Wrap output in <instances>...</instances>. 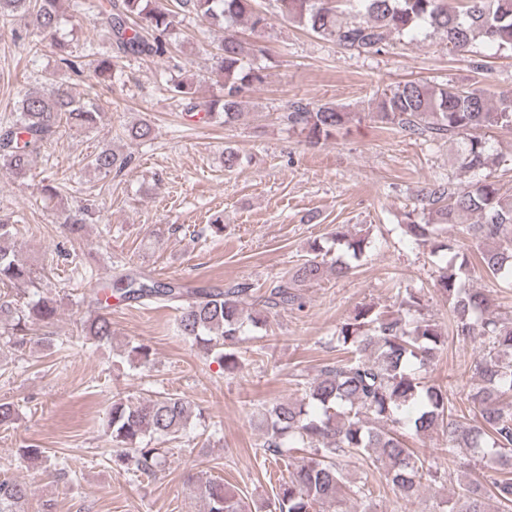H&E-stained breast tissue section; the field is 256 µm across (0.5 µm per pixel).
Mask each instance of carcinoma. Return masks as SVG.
I'll list each match as a JSON object with an SVG mask.
<instances>
[{"instance_id": "cac0c4a2", "label": "carcinoma", "mask_w": 512, "mask_h": 512, "mask_svg": "<svg viewBox=\"0 0 512 512\" xmlns=\"http://www.w3.org/2000/svg\"><path fill=\"white\" fill-rule=\"evenodd\" d=\"M62 0H0V19H29L58 57L60 64L80 72L69 43L57 37ZM282 19L309 33L336 43L346 51L377 54L390 37L432 30L448 51L464 54L477 45L512 51V0H271ZM78 10L95 18L106 34V43L88 45V72L99 81L114 82L123 74L130 57H163L188 15L224 33L215 58L220 97L201 101L195 81L172 79L168 91L183 102L190 116L207 122L217 117L229 124L242 113L246 93L265 82V69L254 65L263 52L256 38L270 26L268 11L257 0H106L78 3ZM248 26L255 39L248 41L234 31ZM47 88L25 94L12 125L0 131V165L23 178L33 156L56 133L60 123L90 131L101 119L93 99L77 98L58 84L55 75L45 78ZM372 116L412 137L457 140L462 148L458 165L465 184L434 178L404 212L405 233L417 244L431 247L439 275L435 287L447 296L450 327L456 338L481 339V350L467 394L471 422L458 414L448 391L427 382L413 370L438 358L446 338L441 328L421 315V299L413 293L401 297L398 308L384 314L362 305L336 331V361L323 366L320 375L297 380L298 398L282 399L260 412L261 447L264 455L283 464L287 476L279 487L270 512H346L343 505L356 503L357 512H373V492L364 481L344 473V462L367 457L383 470L387 481L405 502L418 495L422 479L435 477L432 466L406 446L405 433L418 436L435 430L443 437L442 451L455 462L459 448L495 466L499 477L488 489L474 478L461 487L449 512H506L512 507V317L491 309L483 291L463 287L471 273L464 246L443 240L448 225L475 215L465 226L466 237L491 242L481 253L480 264L494 278L512 277V195L502 191L492 173L498 157L481 131L512 129V93L495 95L485 88L455 83L430 85L406 81L383 90ZM284 121L311 143L328 140L353 118L346 106L333 102L288 104ZM132 164L109 146L91 159L94 171L109 176ZM59 223L77 240L91 220L86 206L60 211ZM16 220L0 217V283L18 287L34 285L33 270L5 246ZM336 242L343 255L329 265L320 258L321 247L296 267L291 278L281 281L262 298L269 309H286L299 302L297 286L319 280L329 270L344 277L354 269L368 247V236L349 234L336 227ZM250 288L237 284L226 289L188 288L177 280L157 282L136 274L116 276L94 302L93 315L82 332L99 343L112 340L109 299L148 301L178 312V335L202 348L232 373L239 366L234 346L257 319L245 307ZM56 299L40 290L25 302L0 295V337L17 350L38 344L34 326L54 323ZM191 418L188 401L177 394L132 402L114 397L107 411V433L117 448L114 462L144 474L155 472L159 451L146 439L173 440L182 436ZM307 449L300 458L292 456ZM189 490L206 505L205 512H246L242 499L224 481L188 480ZM27 486L15 479L0 480V512H25Z\"/></svg>"}]
</instances>
